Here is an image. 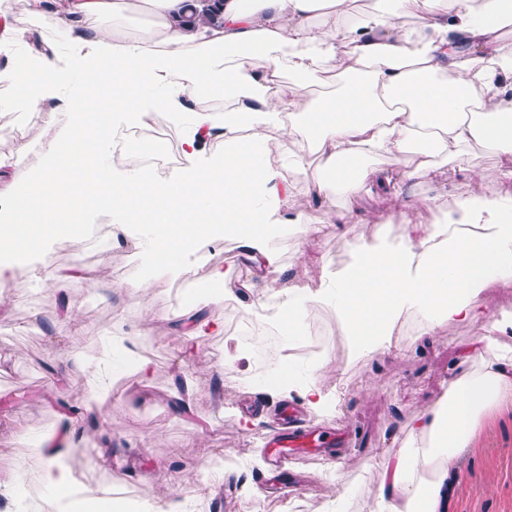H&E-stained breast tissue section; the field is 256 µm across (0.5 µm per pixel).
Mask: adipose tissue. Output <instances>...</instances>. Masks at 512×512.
<instances>
[{
	"mask_svg": "<svg viewBox=\"0 0 512 512\" xmlns=\"http://www.w3.org/2000/svg\"><path fill=\"white\" fill-rule=\"evenodd\" d=\"M185 0H23L39 31L0 13V48H39L0 61V81L25 112L52 127L42 163L0 206V277L14 257L107 205L118 224L145 223L154 274L185 277L198 239L240 240L266 273L282 275L272 243L281 225L309 234L316 222L296 201L307 192L351 207L376 193L407 203L398 170L377 156L413 153L417 170L440 162L463 171L476 145L512 158V0H219L217 25L183 26ZM111 63L104 75L103 63ZM214 89L224 110L205 104ZM188 114L182 150L189 169L159 179L104 157L107 132L155 112ZM224 152L210 155L214 136ZM456 206L399 240L362 239L353 263L328 269L319 288L288 287L275 315L297 335L307 307L326 302L359 353L384 355L408 313L426 327L477 322L491 279L512 275V196H488L478 176L450 186ZM512 334V312L495 319L449 378L442 399L417 412L410 441L375 458L383 475L363 512H448L452 480L483 414L512 396V355L485 353ZM112 345L96 359L72 352L84 372V411L101 412L111 387ZM29 453L52 512H70V470L47 438Z\"/></svg>",
	"mask_w": 512,
	"mask_h": 512,
	"instance_id": "1",
	"label": "adipose tissue"
}]
</instances>
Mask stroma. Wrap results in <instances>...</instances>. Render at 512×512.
<instances>
[{
    "instance_id": "stroma-1",
    "label": "stroma",
    "mask_w": 512,
    "mask_h": 512,
    "mask_svg": "<svg viewBox=\"0 0 512 512\" xmlns=\"http://www.w3.org/2000/svg\"><path fill=\"white\" fill-rule=\"evenodd\" d=\"M45 126L46 116L39 113L20 137L0 139V150L13 155L12 166L0 171V199L36 164L35 145L43 140ZM447 184V167L437 166L408 180L411 207L375 194L345 219L319 225L311 236L276 239L286 268L279 287H318L325 262L342 266L349 261L354 226L379 224L393 237L403 224L436 222L453 205L452 198L440 194ZM99 226L110 228L112 239L89 246L88 231ZM148 236L143 225H115L110 210L99 207L86 226L19 258L6 284H0V483H15V462L30 438L71 423L77 429L71 472L84 487H111L122 502L187 495L198 487L202 497L192 512H248L267 469L268 434L280 427L284 405L304 403L298 392H277L276 375H259L236 343V316L251 312L254 284L263 273L257 268L243 272L252 287L233 283L228 303L208 308L224 331L198 346L189 337L174 336L168 324L197 301L194 290L178 291L176 279L165 277L138 299L112 289L113 282L137 274ZM74 265L82 274L70 281L67 294H60L46 274ZM482 306L483 320L429 336L402 324L392 353L382 358L359 356L324 303L310 309L303 334L293 340L301 352L287 368L316 369L319 385L339 391L334 413L311 411L307 417L342 433L345 442L329 448L324 461L295 462L307 477L306 486L293 494L302 512H332L328 464L333 460L341 462L340 473L351 488L346 512H361L369 489L379 481L370 458L398 447L413 413L437 403L449 377L466 371L463 351L501 310H512V280L486 288ZM69 313L88 323V330L63 324ZM105 336L135 341L145 369L114 379L113 401L95 417L81 409L85 375L66 368L63 359L75 349L96 356ZM312 336L328 338L323 354L307 352ZM206 464L219 468L220 483L200 481ZM450 512H512V398L482 417L461 458Z\"/></svg>"
}]
</instances>
